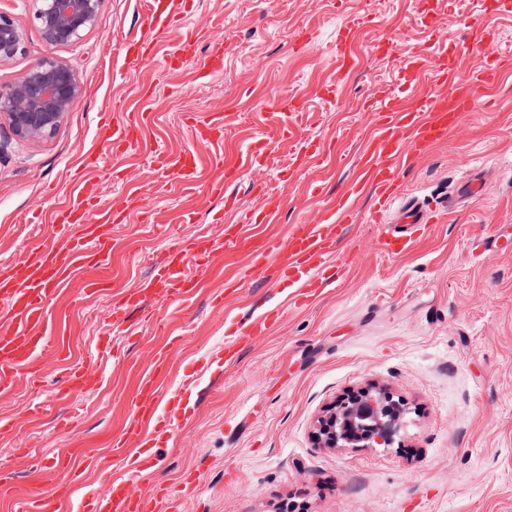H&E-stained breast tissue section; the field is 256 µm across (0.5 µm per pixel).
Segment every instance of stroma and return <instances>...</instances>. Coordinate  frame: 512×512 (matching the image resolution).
<instances>
[{
  "mask_svg": "<svg viewBox=\"0 0 512 512\" xmlns=\"http://www.w3.org/2000/svg\"><path fill=\"white\" fill-rule=\"evenodd\" d=\"M144 3L105 0L95 26L61 49L84 95L54 135L25 141L0 125V260L18 264L77 193H97L101 208L118 213L107 256L81 273L100 290L68 283L49 304L65 353L44 357L39 380L17 374L12 397L0 399V458L11 465L0 512L67 471L59 512H77L104 476L120 473L111 449L136 418L139 378L175 336L166 381L188 390L137 482L149 512H166L157 485L177 487L188 474L197 487L180 512H512V250L481 264L459 257L471 234L512 224V69L489 90L491 105H477L400 174L403 201L431 218L403 254L380 250L369 187L353 200L341 270L307 305H294L274 262L230 290L248 259L221 241L225 225L262 210L259 182L279 206L250 232L284 237L315 220L357 178L353 148L369 136L372 110L444 91L426 70L430 56L462 47L458 80L467 83L494 54L512 53V0H185L186 27L205 28L206 40L184 54L163 42L141 62L125 46L141 35ZM0 10L28 29L24 52L0 66L3 86L49 49L26 0H0ZM485 28L494 48L479 41ZM215 54L222 67L201 70ZM280 95L298 98L297 119L268 106ZM117 103L148 119L140 144L114 153L104 125ZM210 114L224 117L223 142L202 149L191 120ZM256 141L266 151L252 170L223 196L210 194ZM157 144L174 156L198 149L192 184L152 164ZM89 154L102 156L99 168L84 169ZM472 178L482 195L462 194ZM450 197L458 203L442 213ZM201 235L216 245L205 267L189 265L197 288L188 300L149 296L129 315L132 334H114V300L150 278L165 238ZM273 308L280 315L264 336L232 362L217 358L240 322ZM91 360L92 380L57 398L63 377ZM363 390L401 403L395 442L318 443L319 419ZM40 402L47 410L29 415ZM75 411L80 420L58 429Z\"/></svg>",
  "mask_w": 512,
  "mask_h": 512,
  "instance_id": "1",
  "label": "stroma"
}]
</instances>
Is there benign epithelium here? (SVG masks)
I'll return each instance as SVG.
<instances>
[{
    "instance_id": "7a95c632",
    "label": "benign epithelium",
    "mask_w": 512,
    "mask_h": 512,
    "mask_svg": "<svg viewBox=\"0 0 512 512\" xmlns=\"http://www.w3.org/2000/svg\"><path fill=\"white\" fill-rule=\"evenodd\" d=\"M42 39L51 48L66 46L90 30L104 0H28ZM27 32L12 15L0 10V65L25 49ZM84 86L66 60L49 55L0 87V116L8 117L15 136L37 140L51 136L82 98ZM402 408L381 392L360 391L338 401L322 420L319 438L365 446L388 445L397 433Z\"/></svg>"
}]
</instances>
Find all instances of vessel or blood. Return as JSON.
Listing matches in <instances>:
<instances>
[{
    "label": "vessel or blood",
    "instance_id": "obj_1",
    "mask_svg": "<svg viewBox=\"0 0 512 512\" xmlns=\"http://www.w3.org/2000/svg\"><path fill=\"white\" fill-rule=\"evenodd\" d=\"M182 16L180 0H167L164 11L149 8L142 19L143 33L139 40V56L153 58L161 41L177 39L186 45V38L176 37V20ZM477 98L470 89L441 94L419 102L408 109L386 106L380 108L373 120L374 133L358 157L363 162L361 176L350 185L336 203L319 211L310 224H299L289 232L286 241H266L260 258L279 257L280 270L291 283L300 287L298 301H306L309 294L325 282L324 273L336 255V227L352 223L355 212L351 198L365 186L375 188L379 210L372 215V223L382 230V248L389 253L407 250L419 227L428 223L427 212L415 203L400 204L398 173L409 166L415 157L430 145L445 139L463 123L468 112L475 109ZM141 115L133 119L113 120L106 134L114 142L130 147L141 136L136 125ZM161 168L172 171L180 180L195 179L196 159L193 153L180 157L158 156ZM93 210L91 195L80 193L59 210L53 223V235L36 247L28 249L22 261L26 276L21 284H13L9 274L0 275V304L7 306L11 325L0 331V396L10 392L14 375L25 372L39 376L41 359L55 339L53 324L48 315V301L59 287L69 282L75 270L83 267L90 251L105 252L110 245L112 221L109 212H102L99 221L89 222ZM251 217L242 223L224 227V244L232 249H249L253 237L248 231ZM212 247L210 238H202L191 246L178 240H169V261L156 269L149 290L175 286V295L186 298L190 277L186 271L190 258L203 257ZM141 291H133L123 298L113 313V327L128 333L126 313L137 308ZM170 363L169 354H161L155 364L141 376L142 401L138 408L139 425L132 435H140V424L157 417V398L165 396L168 404H178L182 395L176 390H163L164 371ZM68 479L48 493L17 502L15 512H57L59 501L65 496ZM135 476L113 479L90 496L81 506V512H144V506L135 490Z\"/></svg>",
    "mask_w": 512,
    "mask_h": 512
}]
</instances>
